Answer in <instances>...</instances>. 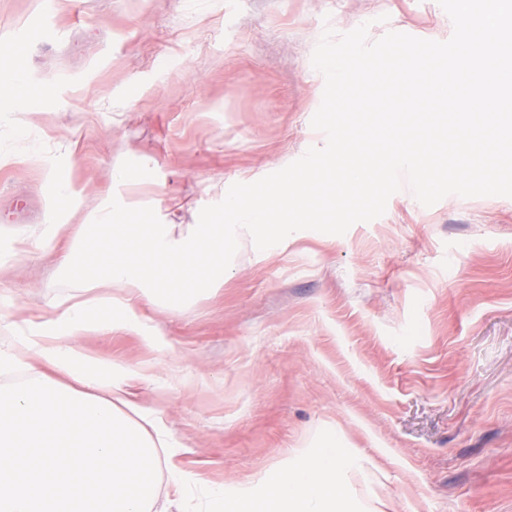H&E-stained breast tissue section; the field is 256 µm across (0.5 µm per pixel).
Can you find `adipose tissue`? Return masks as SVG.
<instances>
[{
  "label": "adipose tissue",
  "mask_w": 512,
  "mask_h": 512,
  "mask_svg": "<svg viewBox=\"0 0 512 512\" xmlns=\"http://www.w3.org/2000/svg\"><path fill=\"white\" fill-rule=\"evenodd\" d=\"M131 211L103 213L97 226L112 236L111 254L83 250L93 271L83 300L33 323L0 350V512H170L160 500L156 473L164 434L150 435L140 408L125 397L128 368L103 362L78 346L96 330L132 333L164 350L168 342L144 324L141 299L184 304L224 284V257L240 237L263 248L288 232L262 202L224 200V219L175 236L169 224L150 225L134 249L125 246ZM124 287L103 298L101 288ZM109 307L111 316L95 313ZM356 459L327 434L316 450L289 454L247 491L225 497V512H360L348 487Z\"/></svg>",
  "instance_id": "ef3b65f1"
}]
</instances>
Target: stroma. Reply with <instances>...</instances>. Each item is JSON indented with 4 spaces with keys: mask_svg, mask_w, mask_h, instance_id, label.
<instances>
[{
    "mask_svg": "<svg viewBox=\"0 0 512 512\" xmlns=\"http://www.w3.org/2000/svg\"><path fill=\"white\" fill-rule=\"evenodd\" d=\"M445 41L437 0H0V46L23 48L29 127L0 112V349L79 293V269L20 241L57 212L98 244L108 208L184 233L325 143L311 58L325 28ZM128 168L146 173L124 182ZM73 196L59 193L58 182ZM170 344L94 332L83 350L151 376L132 400L195 475L172 512H224L239 490L328 433L361 459L350 493L392 512H512V198L409 186L345 234L241 238L224 284L178 310L140 302Z\"/></svg>",
    "mask_w": 512,
    "mask_h": 512,
    "instance_id": "obj_1",
    "label": "stroma"
}]
</instances>
